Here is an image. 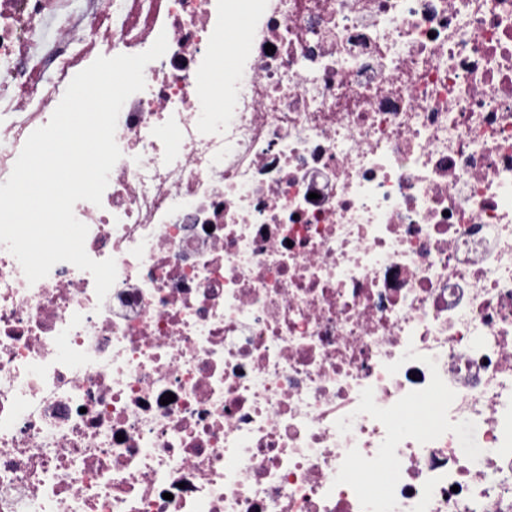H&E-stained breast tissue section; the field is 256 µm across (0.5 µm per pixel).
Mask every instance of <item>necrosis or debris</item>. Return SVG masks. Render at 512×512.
<instances>
[{
    "instance_id": "obj_1",
    "label": "necrosis or debris",
    "mask_w": 512,
    "mask_h": 512,
    "mask_svg": "<svg viewBox=\"0 0 512 512\" xmlns=\"http://www.w3.org/2000/svg\"><path fill=\"white\" fill-rule=\"evenodd\" d=\"M162 33L105 300L0 243V512H512V0H0V184Z\"/></svg>"
}]
</instances>
